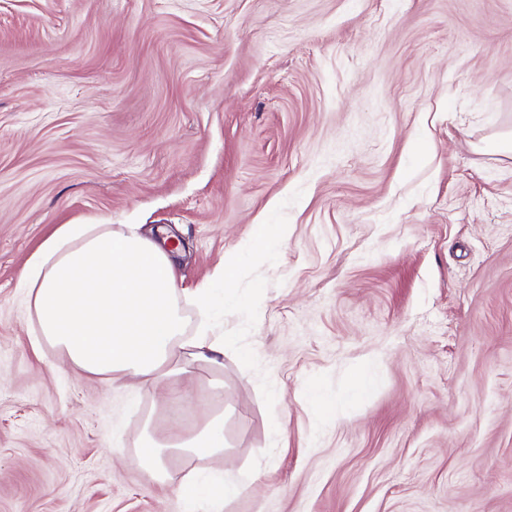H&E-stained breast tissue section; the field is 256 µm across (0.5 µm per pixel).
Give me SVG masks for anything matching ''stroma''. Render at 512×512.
Returning <instances> with one entry per match:
<instances>
[{"instance_id":"35a3bbf8","label":"stroma","mask_w":512,"mask_h":512,"mask_svg":"<svg viewBox=\"0 0 512 512\" xmlns=\"http://www.w3.org/2000/svg\"><path fill=\"white\" fill-rule=\"evenodd\" d=\"M510 132L512 0H0V512H182L213 467L158 478L165 391L33 349L19 276L62 224L172 230L190 289L246 254L223 512H512ZM288 238V227L286 225H263L254 243V248L258 252L271 251L281 241Z\"/></svg>"}]
</instances>
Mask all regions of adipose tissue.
<instances>
[{"mask_svg": "<svg viewBox=\"0 0 512 512\" xmlns=\"http://www.w3.org/2000/svg\"><path fill=\"white\" fill-rule=\"evenodd\" d=\"M173 248L164 229L142 233L137 225L64 224L31 256L20 275L37 327L34 347L47 344L89 380L115 385L135 381L175 390L197 367L219 373L224 344L213 339L217 305L239 304L240 265L224 258L216 281L182 288ZM203 317L198 336L186 339L185 305ZM224 413L216 411L194 431L172 432L168 441L144 436L136 460L166 477L167 451L178 450L222 463ZM240 485L214 476L179 485L183 512H219Z\"/></svg>", "mask_w": 512, "mask_h": 512, "instance_id": "adipose-tissue-1", "label": "adipose tissue"}]
</instances>
